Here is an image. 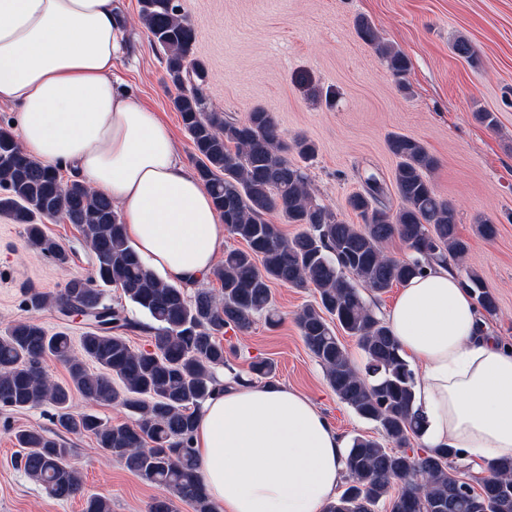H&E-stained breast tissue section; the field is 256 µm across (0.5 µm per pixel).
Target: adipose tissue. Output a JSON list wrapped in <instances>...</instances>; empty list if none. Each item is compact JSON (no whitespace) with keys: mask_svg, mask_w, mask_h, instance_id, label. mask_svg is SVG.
<instances>
[{"mask_svg":"<svg viewBox=\"0 0 512 512\" xmlns=\"http://www.w3.org/2000/svg\"><path fill=\"white\" fill-rule=\"evenodd\" d=\"M118 52L115 0H0V102L17 109L23 151L112 198L146 269L192 288L223 248V219L169 128L113 82ZM386 321L419 369L422 447L512 460V343L486 332L455 274L436 264L412 279ZM194 446L217 512H324L346 473L343 438L278 384L228 383L203 404Z\"/></svg>","mask_w":512,"mask_h":512,"instance_id":"ef3b65f1","label":"adipose tissue"}]
</instances>
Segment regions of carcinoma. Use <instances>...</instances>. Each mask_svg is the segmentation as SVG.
<instances>
[{"label": "carcinoma", "mask_w": 512, "mask_h": 512, "mask_svg": "<svg viewBox=\"0 0 512 512\" xmlns=\"http://www.w3.org/2000/svg\"><path fill=\"white\" fill-rule=\"evenodd\" d=\"M139 18L163 54L166 78L178 90L172 104L196 152L197 175L228 234L247 249L224 253V262L212 272L221 283L219 292L200 288L190 296L143 267L111 198L80 181L62 182L59 170L30 159L12 131L0 127V215L25 225L30 244L60 267L71 257L46 233L45 219L74 225L94 257L91 275L70 278L56 295L35 291L28 298L33 308L51 305L64 317L71 311L82 316L79 347H73L67 330L51 333L34 321H16L0 335V404L25 409L49 402L58 409L57 434L40 428L15 434L20 448L15 468L49 495L72 498L81 493L82 480L62 435L88 434L129 472L163 490L148 512H176L177 500L190 503L193 512H216L198 475L196 416L217 390L219 372L230 368L220 335L247 331L259 318L277 326L271 286L279 282L317 292L316 304L296 317L304 343L336 397L379 431L377 437L351 440L346 488L326 512H377L385 502L389 512H512V461L491 464L497 478L478 482L466 494L458 449H410L420 429L412 409L414 373L385 319L362 293L379 297L447 261V255L467 251L454 209L430 183L435 158L413 138L390 136L402 205L392 210L384 202L385 187L371 174L364 192L348 201L361 223L349 224L313 200L307 173L288 160L291 149L312 158L313 143L302 137L283 140L274 117L263 109L244 121L217 112L192 84V78L202 79L201 65L189 62L197 32L175 0H140ZM357 30L382 55L397 85L406 88L405 55L383 49L369 22L359 21ZM273 212L306 230L285 236L267 219ZM395 237L409 257L385 251ZM461 286L487 314L496 311L495 298L477 273H467ZM109 287L120 289L152 325L133 321L123 303L109 302ZM333 321L356 338L363 369L352 362ZM134 329L153 334L149 347L130 344L124 333ZM49 356L65 362L69 382L48 379L43 362ZM274 372L272 361L257 357L247 377L233 379L248 385ZM76 393L91 403L121 406L133 422L112 425L89 412H72ZM83 512H112L110 500L89 494Z\"/></svg>", "instance_id": "1"}]
</instances>
